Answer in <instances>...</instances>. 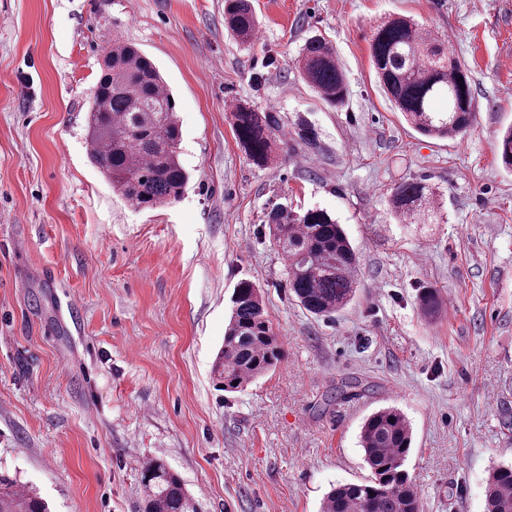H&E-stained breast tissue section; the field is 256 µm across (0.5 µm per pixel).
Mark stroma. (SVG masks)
<instances>
[{
    "label": "stroma",
    "mask_w": 512,
    "mask_h": 512,
    "mask_svg": "<svg viewBox=\"0 0 512 512\" xmlns=\"http://www.w3.org/2000/svg\"><path fill=\"white\" fill-rule=\"evenodd\" d=\"M242 44L224 0H0V474L51 512H141V470L163 461L200 512H319L370 472L373 411L413 429L406 469L422 512H485L512 465V0H254ZM427 25L472 81L454 139L419 135L379 87L374 29ZM336 49L343 107L295 69L311 36ZM135 43L176 101L181 198L140 209L91 165L85 116L106 38ZM273 113L278 158L239 146L230 107ZM314 133L298 136L299 120ZM420 181L437 220L391 199ZM319 207L360 259L353 301L318 317L291 296L268 214ZM256 283L284 359L227 393L213 373L230 297ZM436 289L434 317L419 304ZM334 402H327L330 393ZM437 194L420 182L402 183L396 188L392 206L395 214L409 224H432Z\"/></svg>",
    "instance_id": "1"
}]
</instances>
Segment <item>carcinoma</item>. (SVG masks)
Masks as SVG:
<instances>
[{"instance_id":"obj_1","label":"carcinoma","mask_w":512,"mask_h":512,"mask_svg":"<svg viewBox=\"0 0 512 512\" xmlns=\"http://www.w3.org/2000/svg\"><path fill=\"white\" fill-rule=\"evenodd\" d=\"M258 25L251 0H224V26L237 41L252 42ZM370 58L391 106L417 133L454 139L468 130L473 112L470 78L432 30L405 16L389 18L373 32ZM295 64L300 77L325 102L345 105L346 73L328 40L307 39ZM172 99L157 66L140 49L119 37L109 41L88 108V155L112 189L137 208L178 201L188 180L179 159L181 133ZM230 116L249 159L269 164L278 131L275 115L238 103ZM498 151L504 168L512 171V126L501 134ZM436 205L437 194L420 182L401 184L392 200L395 214L410 224L432 223ZM269 220L297 302L320 317H331L349 305L357 290L358 257L337 220L321 208L298 213L286 207L272 211ZM439 306L438 293L424 290L421 309L433 315ZM282 359V344L261 289L250 280L240 281L231 296L215 368L224 391L241 390ZM412 435L409 419L398 408H382L368 416L359 441L370 476L332 488L320 512H421L405 468ZM141 483L143 512H198L181 478L162 462H147ZM486 502L487 512H512V466L492 468ZM0 512H48V504L38 492L1 474Z\"/></svg>"}]
</instances>
